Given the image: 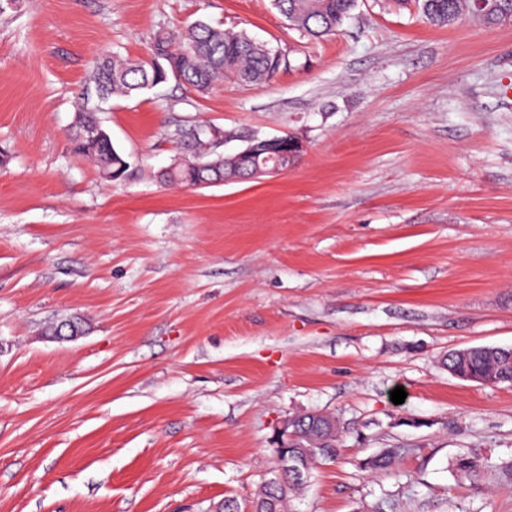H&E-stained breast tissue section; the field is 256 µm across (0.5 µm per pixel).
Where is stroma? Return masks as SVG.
<instances>
[{
  "instance_id": "stroma-1",
  "label": "stroma",
  "mask_w": 512,
  "mask_h": 512,
  "mask_svg": "<svg viewBox=\"0 0 512 512\" xmlns=\"http://www.w3.org/2000/svg\"><path fill=\"white\" fill-rule=\"evenodd\" d=\"M198 19L290 68L112 99L135 167L103 179L69 140L95 59ZM193 120L304 150L283 174L164 184ZM0 153V512H219L310 411L336 415L341 451L293 512H512V386L445 364L512 347V24L358 0L315 40L272 0H19ZM71 315L81 336H47ZM384 448L393 475L362 469ZM464 452L491 463L482 489L453 475Z\"/></svg>"
}]
</instances>
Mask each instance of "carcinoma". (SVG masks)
<instances>
[{
	"instance_id": "cac0c4a2",
	"label": "carcinoma",
	"mask_w": 512,
	"mask_h": 512,
	"mask_svg": "<svg viewBox=\"0 0 512 512\" xmlns=\"http://www.w3.org/2000/svg\"><path fill=\"white\" fill-rule=\"evenodd\" d=\"M356 0H273L274 7L289 25L314 39L336 34L355 8ZM430 24L447 27L456 20L478 21L499 25L512 21V4L507 0H485L481 9L473 0H417ZM291 67L289 58L247 33L230 32L220 26L196 21L180 29L158 33L146 59L133 60L120 54L104 55L96 62L91 80L98 99L130 98L173 77L196 92L205 94L226 78L255 85L271 81L275 75ZM248 131L226 133L201 123L177 130L182 153L198 155L210 163L205 170L187 167L177 162L159 173V179L169 185L194 187L202 181H224V170L234 164L231 156L217 147L221 139H240ZM73 151L97 163L101 173L112 181H123L132 163L112 144L97 117V106L84 101L77 110V119L70 132ZM448 372L467 381L481 384L512 385V356L499 347L477 346L453 351L447 358ZM339 426L332 415H304L296 424L297 438L288 448H273L277 468L276 480H267L250 500L258 512H291L290 493L303 487L316 465L334 459L339 453ZM397 458L393 448H387L366 459L364 468L374 473L388 474ZM452 469L457 479L473 486L480 485L487 472V461L477 455H461Z\"/></svg>"
}]
</instances>
